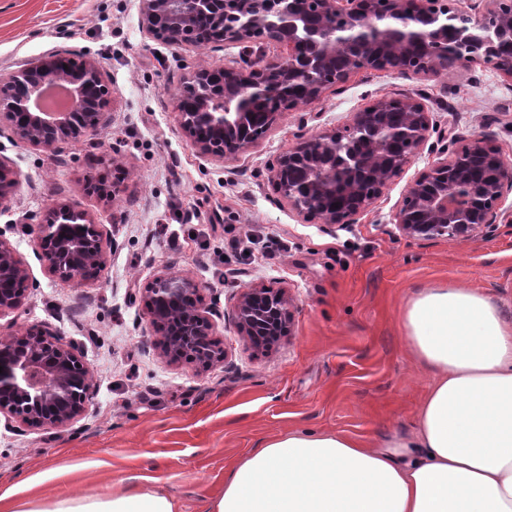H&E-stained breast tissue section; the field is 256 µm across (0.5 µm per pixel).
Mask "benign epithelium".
<instances>
[{"mask_svg":"<svg viewBox=\"0 0 512 512\" xmlns=\"http://www.w3.org/2000/svg\"><path fill=\"white\" fill-rule=\"evenodd\" d=\"M145 31L169 44H199L201 22L225 18L222 40L246 43L263 37L288 46L283 62L244 72L234 67L201 68L188 78L182 97L191 111L176 103L181 130L204 157L234 158L257 142L251 132L248 103L256 95L275 92L278 111L266 116L269 130L282 112L298 101L288 94L292 83L304 82V99L313 102L327 86L362 70H386L397 59L420 46L422 59L414 72L429 74L440 65L484 63L512 78V54L502 53L512 44V0H386V21H377L376 0H319L323 20L306 22L308 0H140ZM302 41L310 47L306 64L299 66L293 47ZM65 82L72 91L73 108L61 116L32 109L47 83ZM108 85L92 59L76 61L52 52L18 70L0 76V135L47 151L69 139L97 134L106 124V100L99 91ZM392 102L381 100L355 114L346 132L306 139L282 154L272 168L278 192L299 213L326 224H351L369 206L387 182L409 163L410 155L397 151L413 148L428 138L430 123L423 106L400 100L401 121L390 122ZM471 154L497 168L490 182L473 176L470 166L456 153L422 172L409 187L403 205L393 217L399 233L413 239H469L496 226L497 205L512 194V168L500 150L476 140L466 147ZM17 177L0 159V204L10 198ZM341 189L356 200L346 210H328L322 201ZM86 193L110 198L114 186L89 179ZM37 244L48 272L63 281L87 277L103 269L106 261L104 233L86 211L70 205L55 207L44 224L35 228ZM28 273L13 248L0 240V314L18 308ZM152 322L162 339L163 357L174 362L189 357L205 366L224 360V350L214 344L212 324L204 311L193 307L175 330L166 317L175 297L198 302L196 282L181 273L156 276L146 288ZM265 288L240 293L233 318L240 336L257 348L278 342L279 328L290 323V299L276 292V306H263ZM0 413L25 426L66 427L88 410L92 398L90 369L76 351L54 331L27 329L0 339Z\"/></svg>","mask_w":512,"mask_h":512,"instance_id":"obj_1","label":"benign epithelium"}]
</instances>
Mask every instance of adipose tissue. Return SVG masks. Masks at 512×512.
I'll return each instance as SVG.
<instances>
[{
	"mask_svg": "<svg viewBox=\"0 0 512 512\" xmlns=\"http://www.w3.org/2000/svg\"><path fill=\"white\" fill-rule=\"evenodd\" d=\"M403 327L433 383L414 429L369 446L288 432L231 466L206 512H512V316L478 291L436 285ZM7 512H178L159 488L32 499Z\"/></svg>",
	"mask_w": 512,
	"mask_h": 512,
	"instance_id": "obj_1",
	"label": "adipose tissue"
}]
</instances>
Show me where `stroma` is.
Segmentation results:
<instances>
[{"label": "stroma", "instance_id": "35a3bbf8", "mask_svg": "<svg viewBox=\"0 0 512 512\" xmlns=\"http://www.w3.org/2000/svg\"><path fill=\"white\" fill-rule=\"evenodd\" d=\"M56 49L97 62L112 89L110 121L55 151L0 137V158L20 180L0 205V239L29 276L22 305L0 314V337L49 327L82 354L93 395L66 428L0 415V496L158 487L179 512H205L229 465L265 438L317 431L377 443L411 430L433 383L402 329L415 292L464 286L512 310V194L498 206L496 229L467 240H415L393 223L419 174L462 146L489 140L512 165V79L492 67L358 71L283 112L238 157L216 161L176 122L184 80L202 66H262L285 57L282 46L169 45L146 34L139 0H0V74ZM384 99L421 103L432 130L379 197L351 224L288 205L271 182L277 158ZM101 175L113 181V199L85 192V180ZM58 203L100 224L106 264L96 278L64 282L47 272L30 228ZM164 272L197 283L223 362L163 358L144 290ZM252 286L286 289L292 300L290 328L268 352L242 340L232 317Z\"/></svg>", "mask_w": 512, "mask_h": 512}]
</instances>
